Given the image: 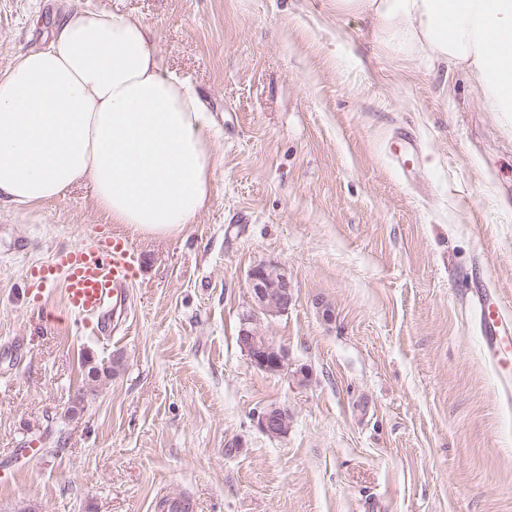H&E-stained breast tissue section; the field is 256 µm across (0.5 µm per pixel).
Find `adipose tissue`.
Listing matches in <instances>:
<instances>
[{"mask_svg":"<svg viewBox=\"0 0 512 512\" xmlns=\"http://www.w3.org/2000/svg\"><path fill=\"white\" fill-rule=\"evenodd\" d=\"M378 43L463 74L512 119V0H332ZM222 160L194 87L163 69L154 31L77 7L49 42L0 71V204L33 207L90 186L113 224L176 237L207 204Z\"/></svg>","mask_w":512,"mask_h":512,"instance_id":"1","label":"adipose tissue"}]
</instances>
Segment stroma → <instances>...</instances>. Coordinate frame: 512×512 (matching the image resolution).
Listing matches in <instances>:
<instances>
[{"mask_svg": "<svg viewBox=\"0 0 512 512\" xmlns=\"http://www.w3.org/2000/svg\"><path fill=\"white\" fill-rule=\"evenodd\" d=\"M78 4L155 30L224 164L173 239L109 223L84 184L0 206V512H158L181 492L189 512H512V401L467 292L512 301V127L330 0H0V71ZM93 235L139 261L99 329L67 317L62 279L30 290ZM260 264L293 284L257 318L279 373L237 342ZM269 405L293 419L276 439ZM258 425L269 437H280L288 432L291 419L286 411L275 405L265 407L257 414Z\"/></svg>", "mask_w": 512, "mask_h": 512, "instance_id": "obj_1", "label": "stroma"}]
</instances>
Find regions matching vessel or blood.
I'll list each match as a JSON object with an SVG mask.
<instances>
[{
	"label": "vessel or blood",
	"instance_id": "vessel-or-blood-1",
	"mask_svg": "<svg viewBox=\"0 0 512 512\" xmlns=\"http://www.w3.org/2000/svg\"><path fill=\"white\" fill-rule=\"evenodd\" d=\"M59 271L64 274L68 311L89 321L99 320L108 302L120 297L137 274L133 254L120 240H90L76 250L60 253L54 267L35 278L34 287L53 281ZM473 294L478 303L484 353L500 380L512 390V358L507 355L512 348V309L500 294L484 285H477Z\"/></svg>",
	"mask_w": 512,
	"mask_h": 512
}]
</instances>
